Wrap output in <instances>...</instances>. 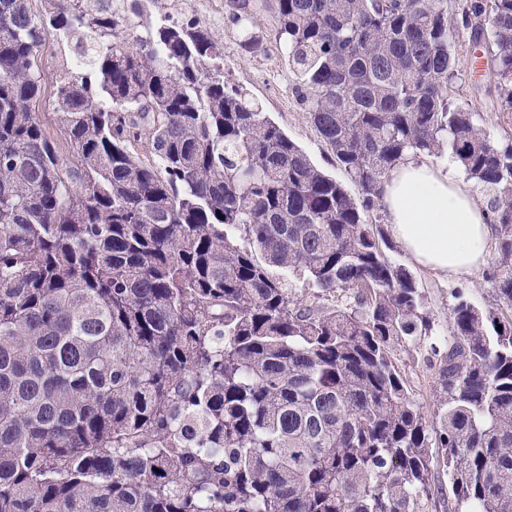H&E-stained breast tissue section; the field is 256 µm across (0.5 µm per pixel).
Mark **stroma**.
<instances>
[{
	"label": "stroma",
	"instance_id": "obj_1",
	"mask_svg": "<svg viewBox=\"0 0 512 512\" xmlns=\"http://www.w3.org/2000/svg\"><path fill=\"white\" fill-rule=\"evenodd\" d=\"M240 0H163L162 12L171 21L184 23L193 19L206 22L224 43V76L231 86L246 89L262 106L264 112L307 153L310 159L327 174L345 180V173L334 163L320 135L311 124L307 112L298 105L292 94L293 79L272 54L253 53L240 44L236 22ZM73 56L67 45H51L42 53L39 62L42 83L47 94L36 110L46 135L63 156H70L71 147L58 130L52 117V89L66 62ZM456 67L461 79L455 85L453 96L461 102L474 105L482 117V128L491 137L512 138V112L502 109L488 94L486 61L467 41H460L455 52ZM417 278L426 294V303L434 328L430 344L413 347L396 345L394 359L405 372L412 395L425 418H432L438 399V385L427 360L431 345H444L451 334L449 311L455 291H462L471 302L495 307V297L483 280L482 274L457 280L427 270H417Z\"/></svg>",
	"mask_w": 512,
	"mask_h": 512
}]
</instances>
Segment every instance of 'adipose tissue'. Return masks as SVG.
<instances>
[{
  "mask_svg": "<svg viewBox=\"0 0 512 512\" xmlns=\"http://www.w3.org/2000/svg\"><path fill=\"white\" fill-rule=\"evenodd\" d=\"M381 205L393 237L421 268L456 279L482 268L490 208L455 168L407 157L384 179Z\"/></svg>",
  "mask_w": 512,
  "mask_h": 512,
  "instance_id": "adipose-tissue-1",
  "label": "adipose tissue"
}]
</instances>
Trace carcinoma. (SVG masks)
Here are the masks:
<instances>
[{"label":"carcinoma","mask_w":512,"mask_h":512,"mask_svg":"<svg viewBox=\"0 0 512 512\" xmlns=\"http://www.w3.org/2000/svg\"><path fill=\"white\" fill-rule=\"evenodd\" d=\"M33 2L0 0V512H512V316L457 294L425 420L393 351L432 318L366 222L402 160L449 152L512 309V139L452 97L466 38L512 110V0H264V48L240 17L355 196L226 85L206 23ZM73 37L68 161L35 106L41 48Z\"/></svg>","instance_id":"1"}]
</instances>
